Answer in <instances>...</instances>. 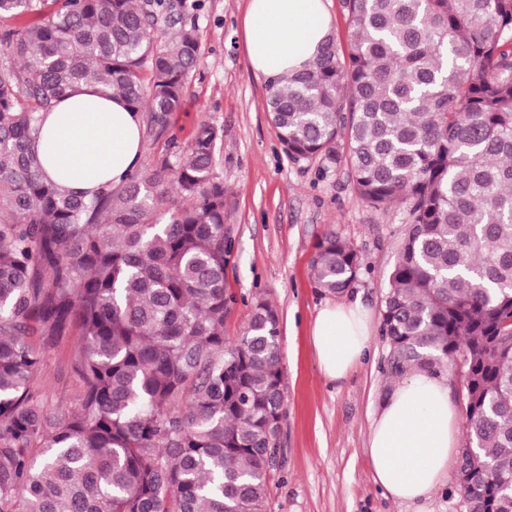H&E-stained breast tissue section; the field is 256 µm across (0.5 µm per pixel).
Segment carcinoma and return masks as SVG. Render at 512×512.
<instances>
[{
  "label": "carcinoma",
  "mask_w": 512,
  "mask_h": 512,
  "mask_svg": "<svg viewBox=\"0 0 512 512\" xmlns=\"http://www.w3.org/2000/svg\"><path fill=\"white\" fill-rule=\"evenodd\" d=\"M0 0V512H267L284 417L279 318L224 337L223 129L198 123L160 166L64 192L34 151L43 115L85 81L159 138L197 70L183 0ZM347 52L268 83L293 160L345 164L408 229L388 275L387 373L463 362L465 512H512V0H341ZM330 233L316 284L350 287ZM76 402L48 410L44 353L71 335ZM479 454L474 460L468 449Z\"/></svg>",
  "instance_id": "cac0c4a2"
}]
</instances>
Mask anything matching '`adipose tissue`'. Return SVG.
I'll use <instances>...</instances> for the list:
<instances>
[{"label":"adipose tissue","instance_id":"obj_1","mask_svg":"<svg viewBox=\"0 0 512 512\" xmlns=\"http://www.w3.org/2000/svg\"><path fill=\"white\" fill-rule=\"evenodd\" d=\"M252 71L273 79L308 68L331 35L329 0H247L243 19ZM142 117L118 97L80 84L44 117L35 150L47 178L90 193L120 184L142 155ZM370 320L360 303L318 313L312 344L323 376L344 382L369 350ZM376 483L396 501L417 504L448 475L459 448L457 412L440 376L411 371L393 384L368 439Z\"/></svg>","mask_w":512,"mask_h":512}]
</instances>
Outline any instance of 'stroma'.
<instances>
[{
    "instance_id": "stroma-1",
    "label": "stroma",
    "mask_w": 512,
    "mask_h": 512,
    "mask_svg": "<svg viewBox=\"0 0 512 512\" xmlns=\"http://www.w3.org/2000/svg\"><path fill=\"white\" fill-rule=\"evenodd\" d=\"M246 0H201L196 15L201 63L165 133L144 144L143 162L185 146L200 121L221 126L215 169L224 181L227 286L237 296L224 325L233 339L255 301L277 311L285 417L268 486V512H414L386 497L373 479L368 439L383 395L395 379L381 333L387 278L406 231L404 211L383 212L357 193L349 168L295 162L283 150L267 106V80L255 76L243 49ZM352 245L356 280L340 293L311 278L316 245L326 234ZM359 299L372 321L371 356L339 386L322 376L310 327L328 303ZM72 341L47 352L37 380L48 408L72 404Z\"/></svg>"
}]
</instances>
